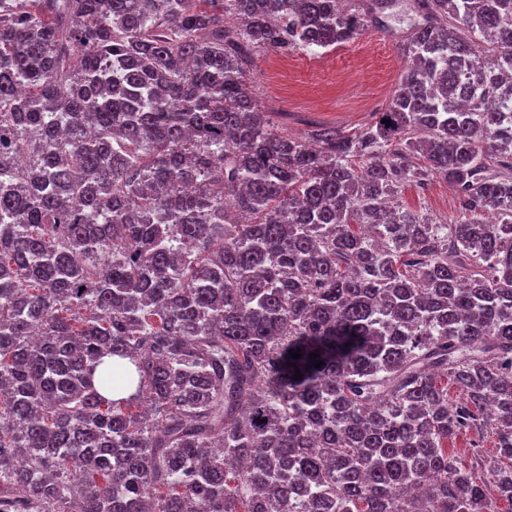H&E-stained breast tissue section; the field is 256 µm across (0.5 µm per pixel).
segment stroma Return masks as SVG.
<instances>
[{
	"label": "stroma",
	"mask_w": 512,
	"mask_h": 512,
	"mask_svg": "<svg viewBox=\"0 0 512 512\" xmlns=\"http://www.w3.org/2000/svg\"><path fill=\"white\" fill-rule=\"evenodd\" d=\"M404 69L397 40L367 27L355 40L326 52H262L255 57L252 93L270 122L294 136L319 126L354 133L384 111ZM407 209L440 222L459 218L453 187L440 176L425 188L402 187Z\"/></svg>",
	"instance_id": "1"
}]
</instances>
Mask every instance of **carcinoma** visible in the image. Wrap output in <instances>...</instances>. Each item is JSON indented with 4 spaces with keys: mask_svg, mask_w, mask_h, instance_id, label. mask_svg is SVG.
<instances>
[{
    "mask_svg": "<svg viewBox=\"0 0 512 512\" xmlns=\"http://www.w3.org/2000/svg\"><path fill=\"white\" fill-rule=\"evenodd\" d=\"M399 2L0 0V512L512 503V0H406L355 134L251 92ZM398 199L407 209L436 221L452 224L460 216L457 194L444 177L434 176L423 190L405 185Z\"/></svg>",
    "mask_w": 512,
    "mask_h": 512,
    "instance_id": "carcinoma-1",
    "label": "carcinoma"
}]
</instances>
